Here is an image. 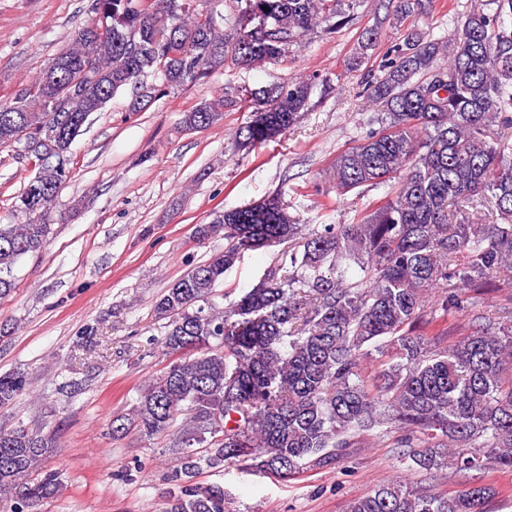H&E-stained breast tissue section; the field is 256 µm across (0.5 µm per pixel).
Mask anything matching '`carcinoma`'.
Instances as JSON below:
<instances>
[{
    "instance_id": "carcinoma-1",
    "label": "carcinoma",
    "mask_w": 512,
    "mask_h": 512,
    "mask_svg": "<svg viewBox=\"0 0 512 512\" xmlns=\"http://www.w3.org/2000/svg\"><path fill=\"white\" fill-rule=\"evenodd\" d=\"M243 18L224 37L198 0H95V17L10 106H0V149L23 152L50 142L65 163L36 164L17 195V223L0 224V301L16 288L14 270L47 242L48 219L70 175L71 146L88 117L121 89L151 74L161 84L132 101L139 112L152 94L181 87L224 66L286 57L308 31L340 29L357 0H234ZM473 9L450 38L434 39L416 19L422 0H397L389 23L404 30L366 81L369 100L383 104L379 128L336 154L329 177L345 195L389 186L387 195L349 224H326L315 235L287 214L280 195L226 210L196 227L198 238L224 233V251L175 280L155 301L168 320L163 341L175 356L147 382L132 417L112 422V435L134 430L159 437L181 418L177 463L161 512H229L218 482L204 470L245 471L282 479L321 469L361 445L383 424L401 432L411 467L429 475L451 469L461 489L437 492L386 481L351 500L347 512H483L486 471L512 470V323L475 312L479 296L512 282V151L500 130H512V0ZM380 38L362 33L359 67ZM93 58L90 69L83 63ZM80 80L72 90L69 83ZM313 82L293 80L252 92L259 108L241 127V144L270 141L308 110ZM224 100L184 116L188 130L223 120ZM488 206L492 221L469 209ZM293 242L291 269L270 270L224 311L207 301L248 250ZM342 262L360 267L349 282ZM439 293V316L427 315ZM469 313V333L443 347L448 312ZM21 373L0 375V408L25 389ZM55 435L19 424L0 428V502L9 512H38L63 488L62 474H34ZM288 475H283V472Z\"/></svg>"
}]
</instances>
